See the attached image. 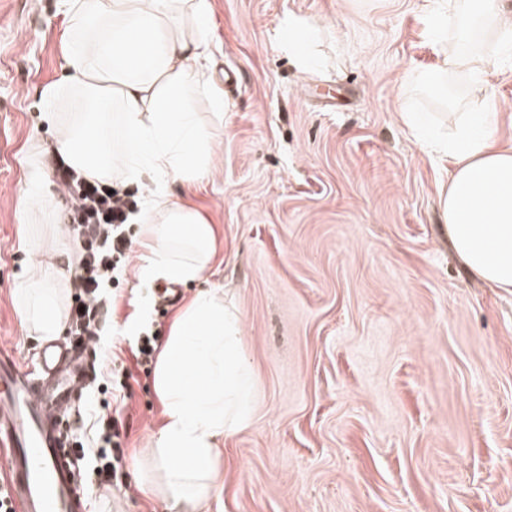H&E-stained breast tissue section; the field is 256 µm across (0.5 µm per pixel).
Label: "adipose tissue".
Returning a JSON list of instances; mask_svg holds the SVG:
<instances>
[{
  "instance_id": "1",
  "label": "adipose tissue",
  "mask_w": 512,
  "mask_h": 512,
  "mask_svg": "<svg viewBox=\"0 0 512 512\" xmlns=\"http://www.w3.org/2000/svg\"><path fill=\"white\" fill-rule=\"evenodd\" d=\"M484 20L496 53L475 50L458 36L439 73L465 72L482 95L480 111L459 118L448 138L430 140L452 170L444 231L465 269L512 292V148L494 143L496 103L488 75L497 52L512 53V13L497 0H463ZM69 40L63 67L77 94L73 118L57 127L54 150L85 177L116 176L145 184L148 217L138 231L140 280L199 288L178 312L155 369L162 406L151 456L152 492L168 512H196L221 481L220 446L251 421L253 377L241 359L242 323L224 295L202 287L216 256V229L193 205L174 201L170 186L194 188L211 172V140L196 94L213 108L224 101L206 80L211 56L209 0H66ZM45 269L25 270L15 309L30 331L57 336L65 328L52 283L66 269L55 246L42 244Z\"/></svg>"
}]
</instances>
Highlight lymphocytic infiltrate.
I'll return each mask as SVG.
<instances>
[{"instance_id":"f902f5d3","label":"lymphocytic infiltrate","mask_w":512,"mask_h":512,"mask_svg":"<svg viewBox=\"0 0 512 512\" xmlns=\"http://www.w3.org/2000/svg\"><path fill=\"white\" fill-rule=\"evenodd\" d=\"M54 176L68 194L70 229L81 244L71 271L77 304L70 310L69 330L78 336H99L104 329V310L112 304L105 283L121 270L128 245L125 226L129 216L137 212L139 202L135 194L122 197L106 185L87 182L61 160L56 163ZM97 432L98 448L81 450V460L96 475L99 485L119 486L123 456L118 442L120 431L115 421L101 418Z\"/></svg>"}]
</instances>
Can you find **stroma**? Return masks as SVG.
<instances>
[{"label": "stroma", "instance_id": "1", "mask_svg": "<svg viewBox=\"0 0 512 512\" xmlns=\"http://www.w3.org/2000/svg\"><path fill=\"white\" fill-rule=\"evenodd\" d=\"M209 77L224 98L211 175L172 184L215 225L206 287L241 316L255 377L253 420L224 439V479L198 512H512V293L471 278L448 245L442 199L450 165L404 118L447 133L472 111L470 77L456 96L422 85L455 32L433 33L430 0H210ZM63 0H0V348L35 368L40 336L12 290L33 263L23 239H56L68 203L18 216L30 160L50 168L64 83ZM295 16L319 29L314 59L283 46ZM60 93L47 110L42 91ZM498 145L512 148V62L489 77ZM104 373L137 372L149 329L170 331L177 306L142 287L134 260L114 276ZM162 407L153 379L131 398L89 386L76 424L94 447L99 416L129 426L126 485L91 487L88 512H167L134 472Z\"/></svg>", "mask_w": 512, "mask_h": 512}]
</instances>
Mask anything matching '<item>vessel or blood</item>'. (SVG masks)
<instances>
[{
    "label": "vessel or blood",
    "mask_w": 512,
    "mask_h": 512,
    "mask_svg": "<svg viewBox=\"0 0 512 512\" xmlns=\"http://www.w3.org/2000/svg\"><path fill=\"white\" fill-rule=\"evenodd\" d=\"M94 340L43 344L31 378L0 349V467L16 512H83L78 460L62 419L92 377Z\"/></svg>",
    "instance_id": "b4317fda"
}]
</instances>
